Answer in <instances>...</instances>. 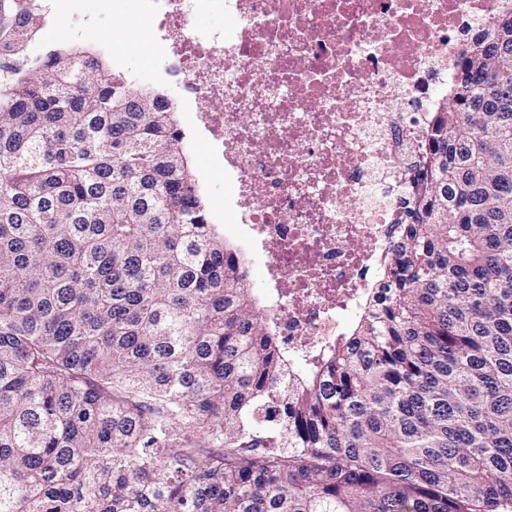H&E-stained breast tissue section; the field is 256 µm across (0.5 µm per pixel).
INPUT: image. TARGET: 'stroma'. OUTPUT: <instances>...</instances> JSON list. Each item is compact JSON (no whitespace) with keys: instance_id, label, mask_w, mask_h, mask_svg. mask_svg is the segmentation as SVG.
Listing matches in <instances>:
<instances>
[{"instance_id":"35a3bbf8","label":"stroma","mask_w":512,"mask_h":512,"mask_svg":"<svg viewBox=\"0 0 512 512\" xmlns=\"http://www.w3.org/2000/svg\"><path fill=\"white\" fill-rule=\"evenodd\" d=\"M63 11L53 14L35 47L46 52L79 47L108 67L123 72L134 89L149 87L167 95L186 133L189 164L198 179L212 223L227 244L246 251L245 227L235 218V185L222 161L210 151L189 101L179 94L167 74L170 47L150 24V0H62Z\"/></svg>"}]
</instances>
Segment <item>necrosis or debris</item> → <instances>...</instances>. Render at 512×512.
Here are the masks:
<instances>
[{
	"label": "necrosis or debris",
	"mask_w": 512,
	"mask_h": 512,
	"mask_svg": "<svg viewBox=\"0 0 512 512\" xmlns=\"http://www.w3.org/2000/svg\"><path fill=\"white\" fill-rule=\"evenodd\" d=\"M197 3L152 0L153 26L263 248L266 313L305 358L361 311L460 46L512 0H225L226 37L194 31Z\"/></svg>",
	"instance_id": "4bbe7bcc"
}]
</instances>
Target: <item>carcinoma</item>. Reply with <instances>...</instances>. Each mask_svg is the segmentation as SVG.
<instances>
[{"mask_svg": "<svg viewBox=\"0 0 512 512\" xmlns=\"http://www.w3.org/2000/svg\"><path fill=\"white\" fill-rule=\"evenodd\" d=\"M0 0V512H512V14L463 44L409 223L305 363L163 94Z\"/></svg>", "mask_w": 512, "mask_h": 512, "instance_id": "1", "label": "carcinoma"}]
</instances>
